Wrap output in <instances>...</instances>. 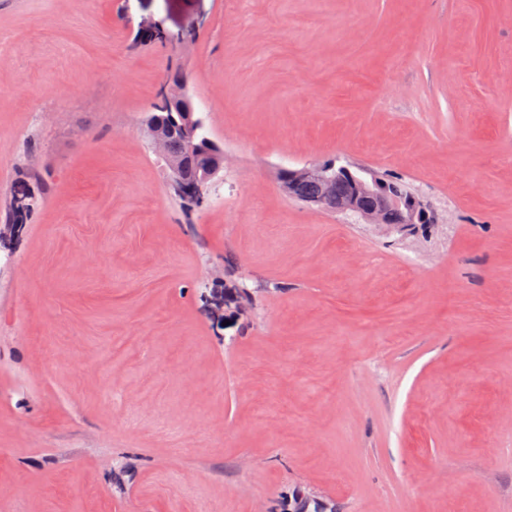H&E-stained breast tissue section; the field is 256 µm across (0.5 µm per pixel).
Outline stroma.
I'll use <instances>...</instances> for the list:
<instances>
[{"instance_id":"stroma-1","label":"stroma","mask_w":512,"mask_h":512,"mask_svg":"<svg viewBox=\"0 0 512 512\" xmlns=\"http://www.w3.org/2000/svg\"><path fill=\"white\" fill-rule=\"evenodd\" d=\"M161 64L226 156L189 218L142 129ZM31 155L0 512H512V0H0V211ZM329 160L429 223L280 189Z\"/></svg>"}]
</instances>
